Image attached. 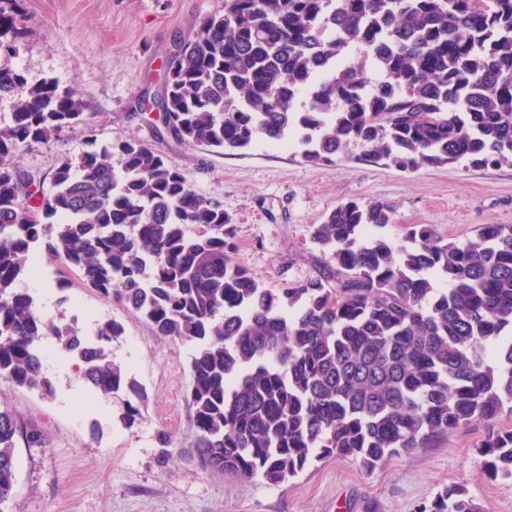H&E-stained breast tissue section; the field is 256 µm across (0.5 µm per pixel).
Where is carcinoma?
<instances>
[{"label":"carcinoma","mask_w":512,"mask_h":512,"mask_svg":"<svg viewBox=\"0 0 512 512\" xmlns=\"http://www.w3.org/2000/svg\"><path fill=\"white\" fill-rule=\"evenodd\" d=\"M15 2L0 0V53L17 51ZM272 25L275 42L263 37ZM167 67L162 125L179 145L224 154L291 141L307 162L403 171L512 163V0H224ZM22 81L0 67V99H13L0 129V378L52 396L40 352L50 334L91 390L144 399L110 357L121 322L91 337L48 325L16 288L43 248L155 335L196 344L189 403L205 470L280 484L336 456L373 471L512 414V225L460 243L411 224L396 241L374 235L394 223L386 204L347 202L313 228L323 276L277 292L235 261L223 204L149 143L91 137L44 193L13 156L90 116L54 79L14 96ZM21 437L43 443L0 409V506ZM480 454L489 477L512 479V426L492 429ZM417 512L486 510L452 484Z\"/></svg>","instance_id":"carcinoma-1"}]
</instances>
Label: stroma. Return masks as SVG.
<instances>
[{
  "label": "stroma",
  "instance_id": "obj_1",
  "mask_svg": "<svg viewBox=\"0 0 512 512\" xmlns=\"http://www.w3.org/2000/svg\"><path fill=\"white\" fill-rule=\"evenodd\" d=\"M23 35L0 66L19 71L26 86L52 78L74 89L90 127L64 130L49 143L19 151L15 165L44 176L77 160L87 135L98 144L136 139L158 144L202 197L223 203L234 220V258L279 291L320 277L325 257L311 237L338 205L381 201L393 211L384 233L430 224L447 238L476 240L487 224L512 225V164L476 167L461 161L403 172L392 166L305 161L296 147L260 141L216 155L160 141L154 94L163 64L181 35L224 0H19ZM17 286L30 293L42 319L70 323L92 335L117 320L114 364L142 387L145 400L126 427L124 396L90 390L74 355L54 337L42 342L43 367L54 392L44 398L0 379V407L39 430V447L18 442L14 494L6 512H416L445 486L465 487L487 512H512V479L486 477L479 445L488 428L474 423L428 448L394 457L367 472L345 458L313 464L283 484L260 476L216 475L199 467L192 449L188 396L193 343L155 335L123 305L84 287L77 271L40 256L36 274ZM172 436V456L157 460L160 433Z\"/></svg>",
  "mask_w": 512,
  "mask_h": 512
}]
</instances>
